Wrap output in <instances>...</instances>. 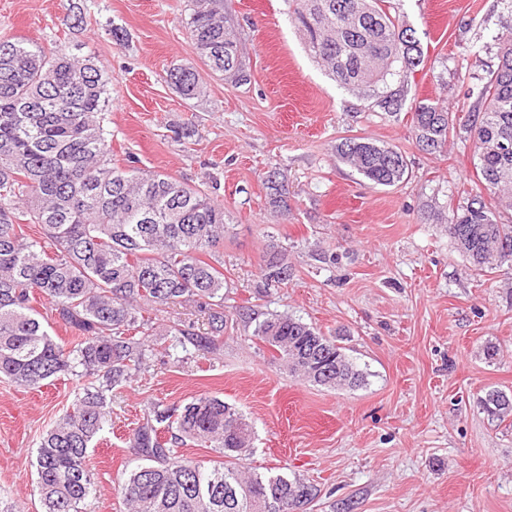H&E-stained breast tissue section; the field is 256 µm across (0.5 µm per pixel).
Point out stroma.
<instances>
[{"label":"stroma","instance_id":"1","mask_svg":"<svg viewBox=\"0 0 512 512\" xmlns=\"http://www.w3.org/2000/svg\"><path fill=\"white\" fill-rule=\"evenodd\" d=\"M187 4L86 0V22L74 29L69 0H0V37L92 53L105 66L115 160L134 157L137 168L224 204V337L209 350L153 354L113 389L112 427L88 457L96 491L83 512H124L118 483L139 463L134 430L153 406L174 409L201 393L249 419L246 467L318 487L309 512H512V419L493 420L479 403L493 389L512 394V261L477 274L448 236L453 208L480 191L468 134L431 152L412 132L419 102L474 107L467 89L496 67L512 0H391L423 50L396 113L313 62L284 0H224L249 80L211 74L188 36ZM111 24L128 42L108 35ZM177 64L197 69L202 97L183 99L167 82ZM345 137L397 148L409 178L372 185L337 157ZM272 169L288 181L285 216L269 204ZM272 244L290 277L266 291ZM243 310L335 336L364 384L291 376L240 320ZM82 386L70 374L34 389L0 377V512H42L37 448Z\"/></svg>","mask_w":512,"mask_h":512}]
</instances>
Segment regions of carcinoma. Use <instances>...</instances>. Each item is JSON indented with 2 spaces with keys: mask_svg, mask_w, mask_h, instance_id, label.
Segmentation results:
<instances>
[{
  "mask_svg": "<svg viewBox=\"0 0 512 512\" xmlns=\"http://www.w3.org/2000/svg\"><path fill=\"white\" fill-rule=\"evenodd\" d=\"M187 27L197 54L214 73L244 81L238 32L224 21L223 0H188ZM305 36L309 55L347 90H363L387 112H398L410 77L422 62L413 28L390 12L388 0H286ZM185 99L205 86L191 65L167 72ZM485 105L459 124L469 133L475 169L486 194L453 210L448 234L476 271L490 273L512 260V33L502 39L497 68L468 90ZM110 78L95 57H76L0 37V375L35 388L70 373L84 381L72 409L43 434L36 457V490L43 512H82L95 491L87 458L92 442L112 425V388L147 365L150 345L134 331L153 330L145 308L175 301L207 314L209 332L175 323L170 347L189 342L208 350L224 334V270L216 249L224 243V205L164 174L140 171L112 158L105 125ZM448 109L433 102L415 108L413 133L431 150L448 145ZM337 155L365 179L391 187L409 174L401 151L361 137L336 145ZM269 203L288 216L285 178L266 180ZM41 224L45 240L25 236L23 224ZM265 287L288 280L276 247L267 253ZM46 298L59 319L79 332L52 336L30 306ZM255 336L289 371L325 387H357L361 370L336 339L288 315L270 314ZM484 412L505 421L512 395L491 390ZM192 440L215 448L210 466L175 456L162 440ZM252 427L223 399L207 393L177 410H153L133 434L141 460L119 486L127 512H289L258 507L287 504L317 489L286 475L245 469ZM231 483L237 497L224 502Z\"/></svg>",
  "mask_w": 512,
  "mask_h": 512,
  "instance_id": "obj_1",
  "label": "carcinoma"
}]
</instances>
